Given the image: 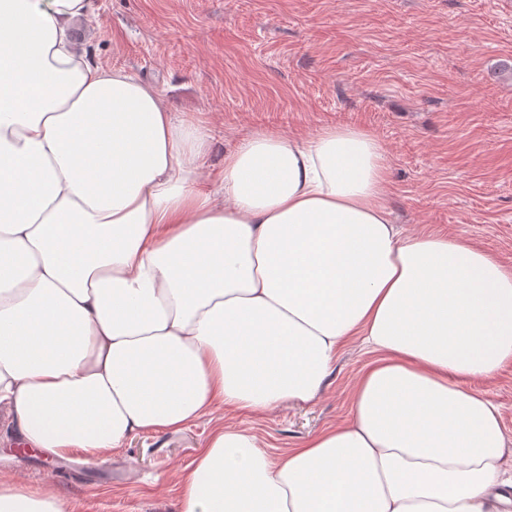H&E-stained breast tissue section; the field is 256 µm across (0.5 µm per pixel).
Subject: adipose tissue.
Returning <instances> with one entry per match:
<instances>
[{"instance_id":"1","label":"adipose tissue","mask_w":512,"mask_h":512,"mask_svg":"<svg viewBox=\"0 0 512 512\" xmlns=\"http://www.w3.org/2000/svg\"><path fill=\"white\" fill-rule=\"evenodd\" d=\"M94 0H0V404L28 447L101 459L218 408L320 393L368 360L351 420L272 454L215 428L178 512H512L499 407L512 266L403 232L362 128L213 137L79 46ZM0 512H68L0 480Z\"/></svg>"}]
</instances>
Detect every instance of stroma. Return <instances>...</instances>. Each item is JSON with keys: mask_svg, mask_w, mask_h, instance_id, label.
<instances>
[{"mask_svg": "<svg viewBox=\"0 0 512 512\" xmlns=\"http://www.w3.org/2000/svg\"><path fill=\"white\" fill-rule=\"evenodd\" d=\"M74 37L95 61L154 84L170 111L213 136L209 159L254 132L361 127L383 144L386 201L408 233L434 228L512 265V0H95ZM366 360L346 347L317 398L260 416L219 409L178 432L113 450L123 479L93 486L19 453L0 409V478L50 488L70 512H177L178 472L213 426L235 425L271 453L353 415ZM472 387L499 405L512 442V364Z\"/></svg>", "mask_w": 512, "mask_h": 512, "instance_id": "obj_1", "label": "stroma"}]
</instances>
